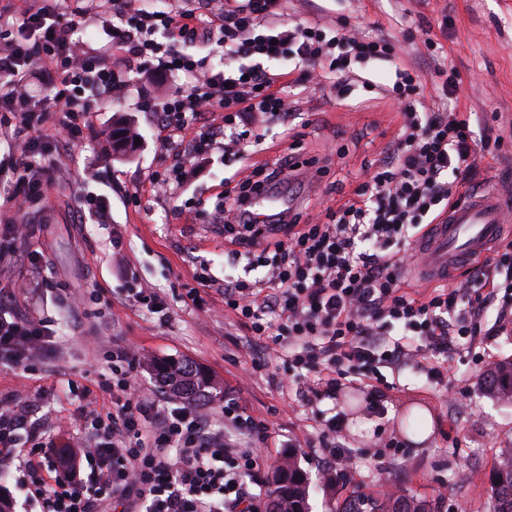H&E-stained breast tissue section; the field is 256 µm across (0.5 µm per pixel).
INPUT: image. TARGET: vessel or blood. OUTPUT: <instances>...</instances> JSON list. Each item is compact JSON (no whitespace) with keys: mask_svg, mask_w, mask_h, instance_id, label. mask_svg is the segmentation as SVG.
<instances>
[{"mask_svg":"<svg viewBox=\"0 0 512 512\" xmlns=\"http://www.w3.org/2000/svg\"><path fill=\"white\" fill-rule=\"evenodd\" d=\"M512 233V195L489 187L449 208L433 234L420 242L426 269L435 276L457 274L462 264L489 254Z\"/></svg>","mask_w":512,"mask_h":512,"instance_id":"obj_1","label":"vessel or blood"}]
</instances>
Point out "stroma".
Returning a JSON list of instances; mask_svg holds the SVG:
<instances>
[{"label":"stroma","instance_id":"1","mask_svg":"<svg viewBox=\"0 0 512 512\" xmlns=\"http://www.w3.org/2000/svg\"><path fill=\"white\" fill-rule=\"evenodd\" d=\"M287 13L379 29L408 62L424 49L417 32L429 31L460 74L462 106L502 137L484 161L487 178L512 171V0H288ZM188 84L185 77L143 74L132 78L124 98L95 102L85 142L61 159V177L46 205L27 215L26 234L0 245V294L16 314L43 319L54 332L33 368L0 360V400L28 408L43 440L77 443L83 419L74 385L94 392L100 416L110 414L112 393L103 384L112 348L133 343L147 358L185 360L208 372L215 385L212 407L222 408L230 395L268 423L265 481H272L284 445L299 441L293 454L309 478L310 512H336L345 497H376L387 484L420 502L424 512H491L492 472L500 453L512 448V404L491 398L480 379L493 363L512 358V323L486 352L456 357L459 404L418 374L388 370L384 376L394 388L386 415L377 417L367 411L362 390L348 385L339 400L349 418L344 446L357 456L359 472L326 476L316 412L300 402L295 388L281 387L278 358L253 370L262 351L224 311L219 289L225 277L263 275L234 256L213 209L237 163L217 153L189 157L185 163L194 174L177 193L152 188L151 175L164 155L158 109ZM353 99L361 108L316 86L297 92L301 154L329 167L326 175L294 187L295 210L303 218H317L349 199L357 174L375 164L398 134L399 106L392 96L359 88ZM122 116L141 133L140 146L127 157L110 149L113 125ZM90 192L107 199L106 223L79 222L77 200ZM133 288L159 292L168 321L130 302ZM192 288L199 289L202 303L188 299ZM415 406L434 416V432L421 444L406 434Z\"/></svg>","mask_w":512,"mask_h":512}]
</instances>
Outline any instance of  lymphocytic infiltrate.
I'll return each mask as SVG.
<instances>
[{
	"label": "lymphocytic infiltrate",
	"instance_id": "1",
	"mask_svg": "<svg viewBox=\"0 0 512 512\" xmlns=\"http://www.w3.org/2000/svg\"><path fill=\"white\" fill-rule=\"evenodd\" d=\"M90 0L66 9L37 6L20 15L29 32L18 43L0 29V124L26 130L0 156V200L16 217L37 208L55 181L61 158L83 138L92 99L119 97L133 70L158 77L182 73L187 89L162 102L161 125L176 132L167 145L173 161L151 181L173 193L187 177L184 157L216 149L246 159L278 122L293 138L289 87L307 83L350 95L373 87L359 63L391 59L381 34L345 21L330 26L285 18L284 0H225L219 15L164 10L157 0H112V39L91 48L77 38ZM215 42L222 67L206 66L186 45ZM426 61L438 74L432 94L415 67L395 63L391 92L400 104L401 127L388 155L365 173L351 201L328 211L325 221L293 216L285 227L258 228L249 219L255 193L303 175L316 159L296 151L240 179L225 178L217 212L237 256L265 278L224 281V309L263 347L287 346L282 368L301 401L336 399L348 379L359 382L370 412L383 414L389 385L383 369L410 370L431 383L450 381L454 355L491 344L499 330L484 323L487 309L512 321V239L502 240L476 271L456 285H411L420 258L413 245L428 224L472 187L492 141L477 135L472 113L459 111L457 71L432 40ZM50 92L31 93L34 72ZM221 123H213L214 114ZM0 298V359L27 366L46 350L52 331L44 320L6 311ZM141 352L112 351V413L96 415L89 388L78 390L90 418L91 440L74 454L34 448L29 456L0 447V474L23 470L43 512H98L105 497L140 504V512H260L249 490L262 481L269 427L236 399L220 411L170 408L146 398L138 379ZM342 413L323 418L320 445L340 472L353 459L342 442ZM52 473L46 485L44 473Z\"/></svg>",
	"mask_w": 512,
	"mask_h": 512
}]
</instances>
